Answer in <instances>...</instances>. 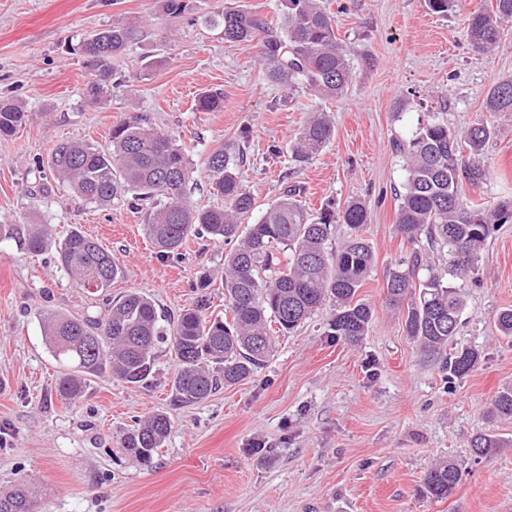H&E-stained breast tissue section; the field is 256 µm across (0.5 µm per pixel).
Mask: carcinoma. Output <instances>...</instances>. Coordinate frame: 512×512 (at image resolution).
<instances>
[{
	"label": "carcinoma",
	"instance_id": "cac0c4a2",
	"mask_svg": "<svg viewBox=\"0 0 512 512\" xmlns=\"http://www.w3.org/2000/svg\"><path fill=\"white\" fill-rule=\"evenodd\" d=\"M160 2L170 17L190 10V0ZM282 6L278 34L248 11H224V39L255 44L264 74L273 83L288 88L304 83L322 100L342 97L351 79L350 50L336 37L321 0H282ZM426 6L446 17L456 11L458 0H426ZM508 25H512V0H492L491 9L472 12L466 30L472 49L491 52ZM131 38L130 28L114 23L79 41L77 49L96 76L86 88L90 101L98 102L111 86H125L111 80L112 59L125 51ZM196 107L201 112L221 111L223 90L202 93ZM486 108L512 112V79L490 88ZM25 119L23 107L14 99H0V138L13 136ZM332 134L327 113L319 108L310 111L291 145L295 160L313 159ZM495 134V127L486 121L456 132L433 117L394 145L406 171L397 198L396 229L412 246L426 238L429 251L415 250L409 261L386 271L387 301L402 310L406 335L422 351L441 358L449 380L471 373L480 353L467 347L448 351L458 332L464 298L447 277L475 278L492 233L499 225L512 223V200L487 205L467 198L463 189L465 183L475 186L486 179L478 159ZM466 155L472 162L464 160ZM243 162L240 149L220 148L209 155L211 187L220 203L198 208L185 196L191 174L188 150L137 113L113 125L105 147L78 141L56 144L48 159L51 175L98 207H110L129 193L134 202L145 203V229L159 254L174 255L193 237L233 245L224 255V299L230 313L224 319L205 315L203 295L168 319L152 296L136 290L110 301L95 315L44 313L45 344L63 368L56 386L60 399L70 403L81 399L95 378L148 384L158 351L167 344L180 363L172 384L173 401L201 402L219 384L236 385L267 363L274 346L271 324L291 333L326 306L331 309L328 326L336 338L356 345L367 335L374 309L356 299L375 265L365 236V204L353 200L338 209L328 201L313 214L298 199L300 189L291 186L253 223L244 224L255 202L237 173ZM338 224L346 225L350 233L334 249L331 242ZM27 247L35 253L55 250L61 269L81 288L98 280L99 291L105 292L122 274L112 252L74 226L57 238L49 225L38 224ZM419 269L427 271L421 280L416 278ZM495 323L500 335L512 338V308L499 311ZM488 414L512 419V386L497 392ZM170 428L167 413H154L125 433L121 447L148 467ZM511 446L512 441L491 433L471 440L478 457ZM460 480L459 467L448 459L428 471L423 490L443 500ZM0 512H33L29 491L17 487L0 493Z\"/></svg>",
	"mask_w": 512,
	"mask_h": 512
}]
</instances>
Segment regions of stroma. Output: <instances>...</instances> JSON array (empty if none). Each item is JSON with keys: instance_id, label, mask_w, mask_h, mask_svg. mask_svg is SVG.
Returning a JSON list of instances; mask_svg holds the SVG:
<instances>
[{"instance_id": "1", "label": "stroma", "mask_w": 512, "mask_h": 512, "mask_svg": "<svg viewBox=\"0 0 512 512\" xmlns=\"http://www.w3.org/2000/svg\"><path fill=\"white\" fill-rule=\"evenodd\" d=\"M490 3L460 0L442 18L424 0H325L350 50L352 78L342 98L321 103L305 85L266 80L256 48L225 41L213 23L242 9L278 24L280 0H191L178 20L158 0H0V96L27 112L15 135L0 140V491L31 484L36 512H512V447L481 459L469 447L481 431L512 438V420L488 416L496 392L512 386V339L494 323L512 307V223L488 240L477 277L460 284L466 306L453 344L481 354L468 376L446 382L439 359L419 349L385 303L387 268L412 251L395 226L406 172L394 140L432 116L459 132L488 121L496 127L482 156L488 177L464 192L488 203L512 199V112L485 109L490 86L512 79V27L488 55L465 35L469 14ZM115 23L133 31L115 65L131 89L95 104L85 96L92 69L76 46ZM211 88L223 90V111H198V95ZM317 104L333 135L312 160L295 162L290 145ZM130 112L186 146L187 197L197 207L217 202L210 153L238 146L256 211L290 185L312 209L363 200L375 266L358 297L375 316L362 341L330 336L323 309L276 335L252 378L204 402L174 405L179 365L166 351L149 385L97 378L85 397L62 402L42 311L96 314L106 298L135 289L172 313L203 295L207 316L225 314L224 246L194 238L180 254L160 256L132 200L97 208L49 174L57 143L106 145ZM36 224L59 234L80 227L111 250L122 276L104 295L75 287L52 252L28 250ZM157 411L169 412L171 431L147 468L119 439ZM448 458L465 472L454 493L420 494L427 471Z\"/></svg>"}]
</instances>
